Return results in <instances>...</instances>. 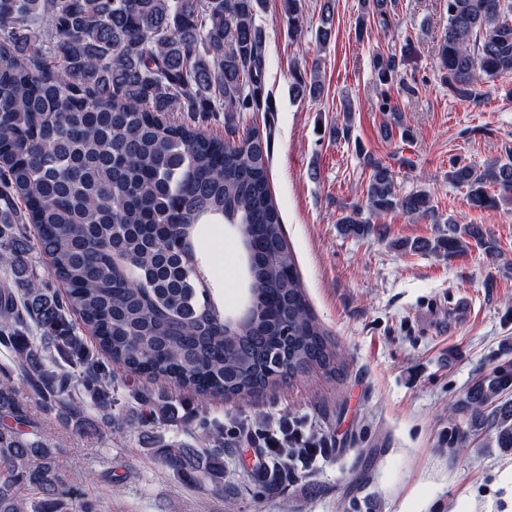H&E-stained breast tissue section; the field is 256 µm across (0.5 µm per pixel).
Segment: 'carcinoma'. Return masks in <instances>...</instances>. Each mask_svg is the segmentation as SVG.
<instances>
[{"mask_svg": "<svg viewBox=\"0 0 512 512\" xmlns=\"http://www.w3.org/2000/svg\"><path fill=\"white\" fill-rule=\"evenodd\" d=\"M260 0H0V343L13 371L0 379V512H91L74 497V475L43 440L12 373L59 418L82 428L84 399L112 403V363L184 390L248 400L316 366L339 375L337 346L313 315L284 238L269 184L270 140L257 127L238 140L205 135L195 117L251 112L264 89ZM394 0H361L356 32L372 15L388 26ZM300 37L301 0H281ZM438 46L449 94L478 103L480 84L512 72V0H446ZM319 39L332 34L331 0ZM402 58L376 54L379 108ZM182 112L190 120L178 121ZM371 170L368 216L338 221L345 236H382L372 219L400 211L432 217L431 194L399 193L380 159ZM448 182L470 208L512 197V155L481 166L452 161ZM33 224L31 240L19 225ZM200 224H234L250 262L255 302L248 319L224 322V307L184 248ZM499 255L482 225L448 220L433 239L399 240L404 250L450 258L470 245ZM49 261L47 288L29 269L31 251ZM95 339L86 348L72 317ZM51 337L42 354L32 326ZM466 417L460 425L457 416ZM201 447L165 444L156 454L181 478L224 493V430L201 421ZM492 433L486 446L512 449V364L480 377L448 408V447ZM34 489L38 497L25 491Z\"/></svg>", "mask_w": 512, "mask_h": 512, "instance_id": "obj_1", "label": "carcinoma"}]
</instances>
